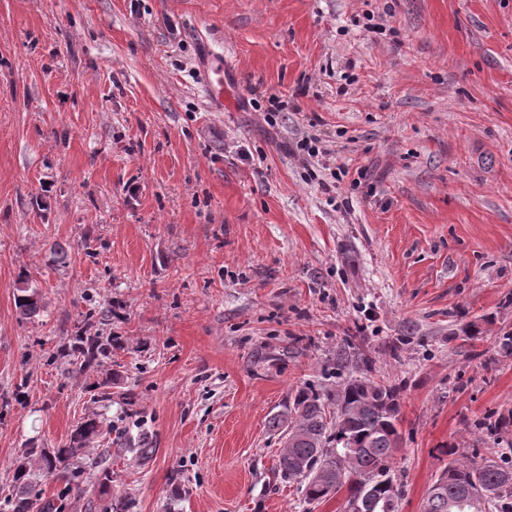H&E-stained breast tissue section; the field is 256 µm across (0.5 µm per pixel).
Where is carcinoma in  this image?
Segmentation results:
<instances>
[{
    "label": "carcinoma",
    "mask_w": 512,
    "mask_h": 512,
    "mask_svg": "<svg viewBox=\"0 0 512 512\" xmlns=\"http://www.w3.org/2000/svg\"><path fill=\"white\" fill-rule=\"evenodd\" d=\"M19 292V312L27 318L37 316L43 308L40 290L25 280ZM110 317L112 306L105 303L82 315L68 352L71 372L84 374L100 360L112 358L116 338L89 333L97 322L108 324ZM399 400L398 387L364 377L348 381L336 392L332 413L318 393L299 394L270 420L272 429H288L278 472L305 480L309 502H320L345 487L350 505L363 497L364 485L370 484L373 493L364 512H398L402 488L389 471L400 439ZM101 427L98 419L89 418L73 432L69 445L51 452L25 448L23 453L27 457L39 454L45 473L65 479L78 491L81 471L74 467L73 458L102 434ZM455 454V449H448V466L430 485L424 512H512V468L491 461H462ZM15 482L17 493L5 500L7 512H61L62 505L35 490L25 465L17 466Z\"/></svg>",
    "instance_id": "carcinoma-1"
}]
</instances>
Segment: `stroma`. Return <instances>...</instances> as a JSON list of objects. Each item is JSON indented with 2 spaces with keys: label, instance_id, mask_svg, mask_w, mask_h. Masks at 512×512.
I'll use <instances>...</instances> for the list:
<instances>
[{
  "label": "stroma",
  "instance_id": "stroma-1",
  "mask_svg": "<svg viewBox=\"0 0 512 512\" xmlns=\"http://www.w3.org/2000/svg\"><path fill=\"white\" fill-rule=\"evenodd\" d=\"M93 298L124 345L75 375ZM511 335L512 0H0V498L23 463L65 512H345L277 474L269 420L366 377L422 512L447 449L512 464ZM90 416L109 488L22 458ZM201 84L212 112L224 111V106L231 103L227 94L224 98V55L222 53L215 51L207 53ZM21 283L23 287L18 288L20 295L17 296V308L25 318L35 317L43 308L42 293L29 281L25 280Z\"/></svg>",
  "mask_w": 512,
  "mask_h": 512
}]
</instances>
